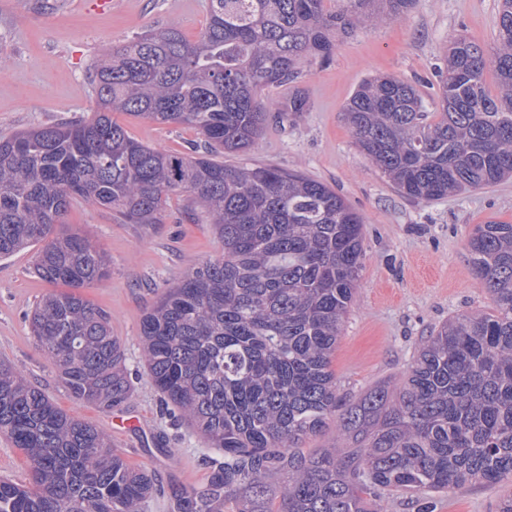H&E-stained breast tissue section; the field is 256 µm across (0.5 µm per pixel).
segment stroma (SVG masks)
I'll return each mask as SVG.
<instances>
[{"label": "stroma", "mask_w": 512, "mask_h": 512, "mask_svg": "<svg viewBox=\"0 0 512 512\" xmlns=\"http://www.w3.org/2000/svg\"><path fill=\"white\" fill-rule=\"evenodd\" d=\"M499 0H417L405 16L340 38L324 64L305 68L298 86L307 111L270 120L251 163L295 169L332 186L364 221L360 286L336 347L333 370L343 394L399 379L421 337L448 318L492 301L476 279L467 241L488 219L512 223V177L492 187L430 202L401 195L360 152L343 108L366 77L390 75L435 99L433 68L456 35L491 45ZM207 24L206 0H112L99 12L87 0H0V139L37 124L92 116L88 81L93 60L135 35L169 26L196 41ZM113 118L137 141L187 151L198 135L183 125L125 113ZM66 227L83 231L111 260L109 278L83 296L112 317L130 370L142 367L141 319L164 288L217 256L220 242L185 195L171 196L161 223L123 224L105 210L75 204ZM34 252L0 260V360L18 367L63 410L110 433L131 464L152 471L161 486L200 485L210 467L202 441L172 426L147 377L135 382L123 416L136 426L115 432L113 413L75 402L30 334L26 314L54 286L37 278ZM512 482L469 483L433 495L434 512H497Z\"/></svg>", "instance_id": "1"}]
</instances>
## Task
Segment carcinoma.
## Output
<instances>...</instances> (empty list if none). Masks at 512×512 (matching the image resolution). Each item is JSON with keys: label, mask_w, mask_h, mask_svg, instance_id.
<instances>
[{"label": "carcinoma", "mask_w": 512, "mask_h": 512, "mask_svg": "<svg viewBox=\"0 0 512 512\" xmlns=\"http://www.w3.org/2000/svg\"><path fill=\"white\" fill-rule=\"evenodd\" d=\"M325 2L208 0L196 42L167 27L98 58L92 118L0 140V258L35 247V274L69 287L36 302L29 323L78 402L110 412L133 386L110 314L80 292L109 277V261L79 230L57 229L72 205L157 224L170 195L185 193L222 243L140 324L143 366L166 410L203 438L204 457L224 453L202 485L168 487L169 512H224L228 502L232 512H382L393 494L512 480V224H478L468 240L492 305L422 337L398 383L347 400L332 359L363 269L360 215L301 172L224 164L256 148L271 111L284 120L307 110L294 83L305 65L330 60L333 38L416 0H337L333 11ZM435 74L432 112L408 82L360 83L343 112L363 155L415 200L512 176V0L500 2L492 46L459 35ZM283 86L287 101L265 102ZM116 112L189 126L200 141L189 153L145 145ZM332 425L329 446L304 451ZM0 434L29 470L26 485L0 479V512H142L156 492L153 474L128 464L108 434L5 362Z\"/></svg>", "instance_id": "cac0c4a2"}]
</instances>
